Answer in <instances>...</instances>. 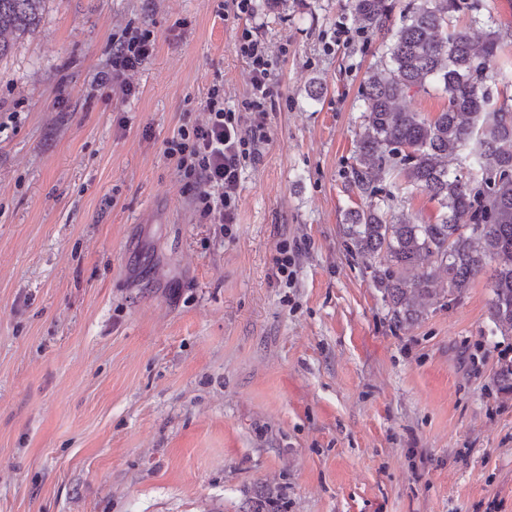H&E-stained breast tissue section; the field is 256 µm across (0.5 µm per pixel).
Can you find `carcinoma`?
Returning a JSON list of instances; mask_svg holds the SVG:
<instances>
[{
  "label": "carcinoma",
  "instance_id": "obj_1",
  "mask_svg": "<svg viewBox=\"0 0 512 512\" xmlns=\"http://www.w3.org/2000/svg\"><path fill=\"white\" fill-rule=\"evenodd\" d=\"M41 2L0 0V58L36 28ZM349 7L362 29L383 35L385 58L363 81V131L350 172L367 204L345 216L347 248L383 260L372 273L399 325L419 318L439 271L454 299L491 271L490 332L511 336L512 105L493 91L499 38L490 32L478 46L452 25L460 15L477 21L485 4L407 0L398 14L396 0H349ZM430 84L447 100L437 116L401 106ZM386 180L427 193L443 213L432 224L415 223L395 211L393 192L380 186ZM495 385L512 394V358L500 363Z\"/></svg>",
  "mask_w": 512,
  "mask_h": 512
}]
</instances>
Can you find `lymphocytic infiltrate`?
<instances>
[{"mask_svg":"<svg viewBox=\"0 0 512 512\" xmlns=\"http://www.w3.org/2000/svg\"><path fill=\"white\" fill-rule=\"evenodd\" d=\"M155 48L151 30L126 27L112 40V61L101 74V86L125 97L134 96L130 77ZM235 51L246 61L250 74V89L241 111L225 109L224 87L213 85L202 102L204 119L181 126L165 143L167 158L174 160L194 192L200 221L208 224L234 223L242 166L246 160L256 159L259 146L270 139L266 112L273 62L266 43L255 28L246 27L237 38Z\"/></svg>","mask_w":512,"mask_h":512,"instance_id":"obj_1","label":"lymphocytic infiltrate"}]
</instances>
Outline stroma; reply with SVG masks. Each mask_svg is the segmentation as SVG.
Listing matches in <instances>:
<instances>
[{"mask_svg": "<svg viewBox=\"0 0 512 512\" xmlns=\"http://www.w3.org/2000/svg\"><path fill=\"white\" fill-rule=\"evenodd\" d=\"M485 4L456 24L498 35L511 99L512 0ZM216 9L43 0L0 58V512H512V395L494 387L512 336L490 333L488 274L397 325L345 245L380 37L348 0ZM129 24L155 52L134 96L103 95ZM246 26L274 62L270 140L235 224H203L165 143L210 86L245 98Z\"/></svg>", "mask_w": 512, "mask_h": 512, "instance_id": "1", "label": "stroma"}]
</instances>
